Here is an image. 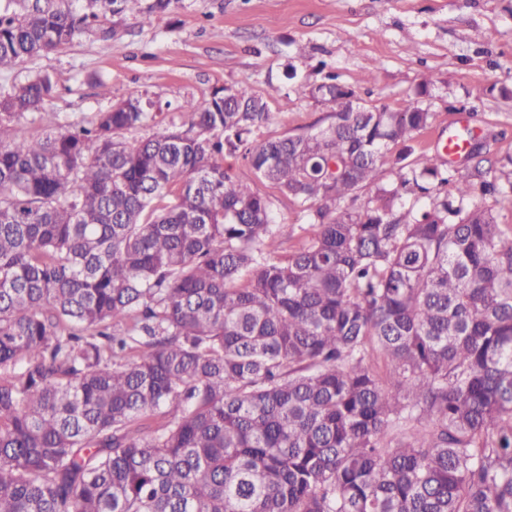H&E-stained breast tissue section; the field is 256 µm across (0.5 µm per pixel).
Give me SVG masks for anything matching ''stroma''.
Returning <instances> with one entry per match:
<instances>
[{"mask_svg": "<svg viewBox=\"0 0 512 512\" xmlns=\"http://www.w3.org/2000/svg\"><path fill=\"white\" fill-rule=\"evenodd\" d=\"M112 27V40L84 34L0 74V88L52 72L60 93L49 111L84 123L132 94L173 114L214 88L247 85L276 114L259 136L279 137L327 123L328 106L290 87L317 83L328 68L366 104L398 109L421 99L435 118L418 137L419 150H441L453 130L485 142L491 161L512 156V0H174L152 24L118 14ZM98 77L111 99L99 96ZM422 82L428 94L421 98ZM224 165L269 196L284 245L303 236L305 212L254 181L240 155H225Z\"/></svg>", "mask_w": 512, "mask_h": 512, "instance_id": "35a3bbf8", "label": "stroma"}]
</instances>
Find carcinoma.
Listing matches in <instances>:
<instances>
[{
    "label": "carcinoma",
    "instance_id": "cac0c4a2",
    "mask_svg": "<svg viewBox=\"0 0 512 512\" xmlns=\"http://www.w3.org/2000/svg\"><path fill=\"white\" fill-rule=\"evenodd\" d=\"M171 2L0 0V72ZM292 90L329 122L257 139L241 86L70 129L50 72L0 91V512H512V181L416 152L418 101ZM226 152L315 231L276 244Z\"/></svg>",
    "mask_w": 512,
    "mask_h": 512
}]
</instances>
